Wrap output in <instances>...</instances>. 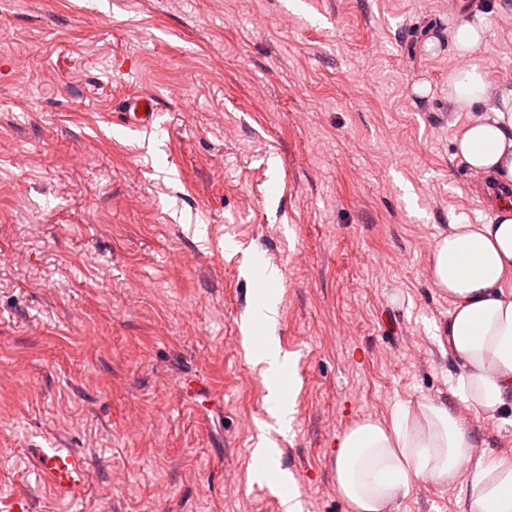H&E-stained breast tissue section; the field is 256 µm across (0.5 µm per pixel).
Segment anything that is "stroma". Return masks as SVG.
Segmentation results:
<instances>
[{
	"label": "stroma",
	"instance_id": "35a3bbf8",
	"mask_svg": "<svg viewBox=\"0 0 512 512\" xmlns=\"http://www.w3.org/2000/svg\"><path fill=\"white\" fill-rule=\"evenodd\" d=\"M484 29L466 56L459 24ZM512 93V0H0V496L36 512H280L252 482L266 380L243 326L279 270L303 512H348L336 442L441 398L452 304L430 278L486 224L453 60ZM152 95V131L125 101ZM487 456L512 422L473 414ZM85 465L55 496L36 458ZM391 512H474L414 481Z\"/></svg>",
	"mask_w": 512,
	"mask_h": 512
}]
</instances>
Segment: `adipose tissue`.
Listing matches in <instances>:
<instances>
[{
    "label": "adipose tissue",
    "mask_w": 512,
    "mask_h": 512,
    "mask_svg": "<svg viewBox=\"0 0 512 512\" xmlns=\"http://www.w3.org/2000/svg\"><path fill=\"white\" fill-rule=\"evenodd\" d=\"M457 153L489 181L512 185V100L475 116L457 138ZM431 280L448 296V350L464 401L485 417L512 411V208L501 207L489 224H455L435 243ZM247 338L249 358L268 382V411L288 430L292 408L285 380L291 363L273 334L277 301L258 289ZM473 434L453 407L425 399L398 409L391 424L366 418L338 439L336 490L349 512H390L414 480L460 485L477 512H512V463L476 459ZM277 450L263 442L253 450L255 475L279 490L284 512H302Z\"/></svg>",
    "instance_id": "1"
}]
</instances>
